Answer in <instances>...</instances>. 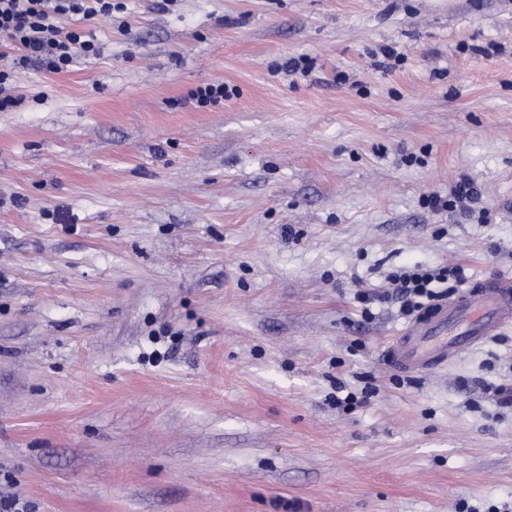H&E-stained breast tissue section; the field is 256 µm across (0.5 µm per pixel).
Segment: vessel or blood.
Instances as JSON below:
<instances>
[{"label": "vessel or blood", "instance_id": "vessel-or-blood-1", "mask_svg": "<svg viewBox=\"0 0 512 512\" xmlns=\"http://www.w3.org/2000/svg\"><path fill=\"white\" fill-rule=\"evenodd\" d=\"M512 324V281L481 282L410 321L381 350L392 371L428 374Z\"/></svg>", "mask_w": 512, "mask_h": 512}]
</instances>
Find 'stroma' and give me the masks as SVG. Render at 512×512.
Wrapping results in <instances>:
<instances>
[{
    "label": "stroma",
    "instance_id": "obj_1",
    "mask_svg": "<svg viewBox=\"0 0 512 512\" xmlns=\"http://www.w3.org/2000/svg\"><path fill=\"white\" fill-rule=\"evenodd\" d=\"M93 32L0 112V501L512 512V326L405 376L407 317L357 299L512 277V0H127ZM464 178L472 213L425 207ZM231 94L232 91L229 92L224 83L206 84L192 91L190 97L196 100L199 106L206 107L210 104H218L221 100L223 101L224 98H229Z\"/></svg>",
    "mask_w": 512,
    "mask_h": 512
}]
</instances>
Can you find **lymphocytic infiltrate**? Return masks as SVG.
<instances>
[{
  "mask_svg": "<svg viewBox=\"0 0 512 512\" xmlns=\"http://www.w3.org/2000/svg\"><path fill=\"white\" fill-rule=\"evenodd\" d=\"M124 0H0V42L13 50L12 65L0 68V112L15 110L22 99L15 93V74L39 68L54 74L68 72L77 55L100 52L90 28L101 17L125 10ZM391 291H359L361 302L391 299L411 316L424 306L443 300L465 280L462 266L439 269L411 267L389 275Z\"/></svg>",
  "mask_w": 512,
  "mask_h": 512,
  "instance_id": "1",
  "label": "lymphocytic infiltrate"
}]
</instances>
